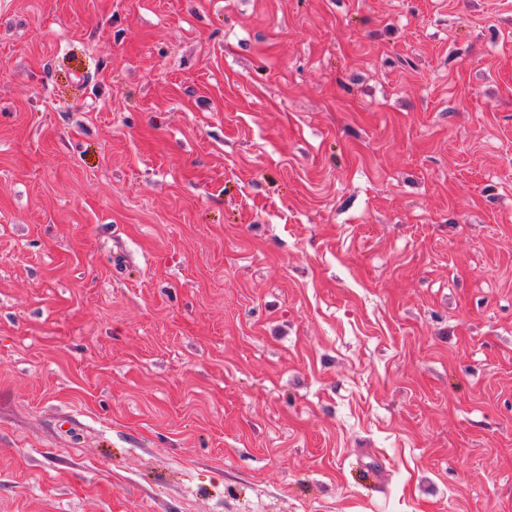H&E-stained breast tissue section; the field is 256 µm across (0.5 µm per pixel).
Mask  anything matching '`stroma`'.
<instances>
[{
    "instance_id": "obj_1",
    "label": "stroma",
    "mask_w": 512,
    "mask_h": 512,
    "mask_svg": "<svg viewBox=\"0 0 512 512\" xmlns=\"http://www.w3.org/2000/svg\"><path fill=\"white\" fill-rule=\"evenodd\" d=\"M0 512H512V0H0Z\"/></svg>"
}]
</instances>
